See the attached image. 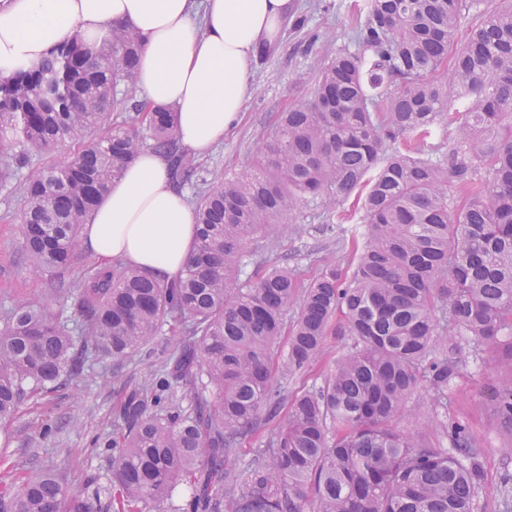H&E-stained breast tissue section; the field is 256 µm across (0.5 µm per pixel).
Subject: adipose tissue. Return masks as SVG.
Listing matches in <instances>:
<instances>
[{
    "instance_id": "adipose-tissue-1",
    "label": "adipose tissue",
    "mask_w": 512,
    "mask_h": 512,
    "mask_svg": "<svg viewBox=\"0 0 512 512\" xmlns=\"http://www.w3.org/2000/svg\"><path fill=\"white\" fill-rule=\"evenodd\" d=\"M294 9L293 0H0V73L75 37L97 47L113 27L130 28L143 43L139 93L173 109L180 144L202 157L238 120L257 50L280 38ZM196 237L165 157L145 150L89 216L82 241L102 261L173 281Z\"/></svg>"
}]
</instances>
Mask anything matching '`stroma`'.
Returning a JSON list of instances; mask_svg holds the SVG:
<instances>
[{"label":"stroma","instance_id":"35a3bbf8","mask_svg":"<svg viewBox=\"0 0 512 512\" xmlns=\"http://www.w3.org/2000/svg\"><path fill=\"white\" fill-rule=\"evenodd\" d=\"M365 0H296V13L282 38L267 57L257 59L250 74L252 91L242 118L222 145L199 158L200 175L212 179L248 167L257 146L271 137L280 112L307 99L320 69L339 50L357 51L353 29ZM72 151L61 144L34 154L28 165L13 170L0 182V322L19 301L49 305L63 320L78 319L77 296L88 274L103 262L80 250L76 264L61 273H35L23 257L21 226L15 220L24 199L32 168L68 160ZM362 220L357 195L325 210L319 199L300 206L296 231L288 236H264L248 246L242 279H256L271 265H287L301 284H308L329 264L350 269L358 257L359 235L353 229ZM66 293H57L58 284ZM350 344L349 337L332 336L325 356L307 372L279 379L282 397L319 388L334 360ZM168 348L159 336L154 350L123 363L89 355L83 370L28 397L15 418L0 424V484L11 483L29 466L40 465L59 473L70 489L92 491L112 478V451L104 443L115 427V415L124 397L145 386L162 369ZM491 345L463 347L449 355L454 376L448 387V405L439 408L429 383H422L400 419L404 430L417 429L420 413H438L446 424L462 423L479 449L483 477L475 512H499L505 497H512V433L498 423L492 406L497 382Z\"/></svg>","mask_w":512,"mask_h":512}]
</instances>
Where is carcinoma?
Instances as JSON below:
<instances>
[{"mask_svg": "<svg viewBox=\"0 0 512 512\" xmlns=\"http://www.w3.org/2000/svg\"><path fill=\"white\" fill-rule=\"evenodd\" d=\"M481 4L369 0L358 52L328 62L249 168L194 197L199 233L182 278L97 269L78 297L79 346L48 309L23 302L7 316L1 422L79 373L88 351L120 363L153 349L166 324L179 336L164 371L120 405L110 484L71 492L31 469L0 487V512H156L181 485L190 492L173 512H473L481 468L466 427L446 430L445 448L428 437L441 429L433 419L417 431L396 423L422 382L448 397L453 368L436 349L492 344L502 347L493 408L512 433V0ZM141 45L115 26L105 46L77 38L0 76V138L20 148L0 159L1 180L31 151L74 149L31 172L16 215L36 273L75 263L91 211L144 149L166 154L182 183L196 178L176 151L172 109L134 99ZM459 102L448 153L396 147ZM359 186L364 242L352 273L329 267L302 290L285 266L240 279L246 245L288 229L302 200L332 209ZM333 334L351 345L321 388L280 413L277 374L305 371ZM273 420L237 467L241 443Z\"/></svg>", "mask_w": 512, "mask_h": 512, "instance_id": "cac0c4a2", "label": "carcinoma"}]
</instances>
